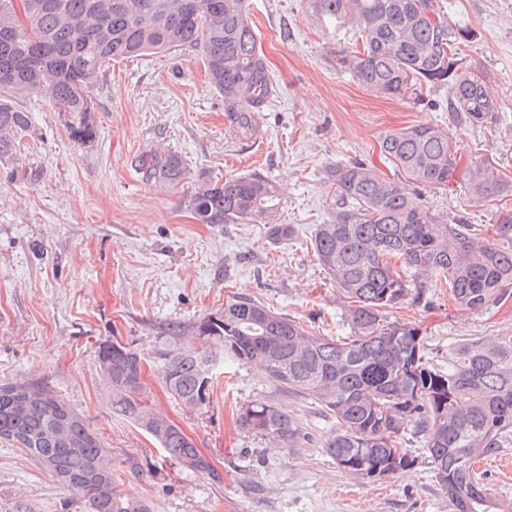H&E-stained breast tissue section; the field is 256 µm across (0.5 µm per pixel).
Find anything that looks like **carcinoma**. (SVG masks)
<instances>
[{"label": "carcinoma", "mask_w": 512, "mask_h": 512, "mask_svg": "<svg viewBox=\"0 0 512 512\" xmlns=\"http://www.w3.org/2000/svg\"><path fill=\"white\" fill-rule=\"evenodd\" d=\"M314 14L352 25L361 47L337 66L378 97L421 99L448 90V111L461 123L493 127L497 101L485 78L461 67V47L475 32L457 26L438 0H311ZM185 47L201 51L210 84L224 95L240 132L254 130V114L273 94L266 59L248 19L247 0H0V88L44 94L63 117L68 137L83 147L97 138L91 95L112 61ZM30 128L27 112L0 98V165L18 159ZM384 160L424 187L451 185L458 161L448 135L431 123L386 134ZM134 166L142 179L179 183L186 169L178 152L151 149ZM461 180L476 200L503 192L490 162ZM333 189L326 223L315 226V260L345 298L350 334L314 336L298 321L253 299L224 304V320L208 314L190 326L168 328L157 352L165 389L190 411L210 401L213 349L256 365L272 384L304 394L336 419L325 444L337 467L381 479L415 465L402 446L408 428L421 438L435 479L455 512H491L476 460L512 437V335L481 336L448 349V364L428 356L420 329L389 315L426 289L448 285L454 303L483 311L512 297V211L500 213L492 238L461 218L447 221L413 198L401 181L365 162L329 170ZM200 224L267 225L272 243L292 239L293 224L276 222L277 185L258 173L202 177L186 198ZM98 359L111 390L112 412L132 421L166 457L187 470L221 479L174 421L153 413L143 363L129 345L105 340ZM70 419L55 434L61 413ZM237 423L274 449L300 440L288 410L266 401L239 409ZM0 442L33 456L56 481L76 492L85 512H153L151 503L119 488L112 450L53 390L40 383L0 385Z\"/></svg>", "instance_id": "obj_1"}]
</instances>
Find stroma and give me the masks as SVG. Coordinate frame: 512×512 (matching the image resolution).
Masks as SVG:
<instances>
[{"instance_id": "obj_1", "label": "stroma", "mask_w": 512, "mask_h": 512, "mask_svg": "<svg viewBox=\"0 0 512 512\" xmlns=\"http://www.w3.org/2000/svg\"><path fill=\"white\" fill-rule=\"evenodd\" d=\"M450 22L477 33L463 64L482 74L499 103L495 129L457 123L443 89L420 103L376 97L336 66L353 49L350 27L313 16L309 0H249V19L267 58L275 93L257 113L253 135L228 121L224 97L207 80L198 50L148 54L107 65L92 90L98 136L73 143L57 112L37 93L18 97L30 132L16 162L0 166V385L43 384L83 414L112 450L127 493L155 512H453L427 463L421 439L413 468L378 481L338 468L324 445L336 420L312 399L278 388L251 365L219 354L210 402L199 412L166 393L154 361L169 324L189 325L247 296L301 322L313 334L342 337V297L318 265L310 233L329 214L330 167L373 164L386 175L384 135L430 122L446 132L467 169L490 161L512 183V0H439ZM177 151L186 176L147 183L132 161L156 144ZM258 172L280 188L279 221L297 228L271 243L262 224H201L184 199L199 176ZM408 190L445 218L461 217L484 235L512 195L473 200L462 182L447 190ZM391 314L418 326L432 354L475 336L512 335V299L482 312L457 308L447 289L404 301ZM119 339L144 362L151 407L180 425L221 477L183 470L132 422L112 412L97 348ZM286 408L298 447L274 450L240 427L251 401ZM140 464L129 472L127 460ZM493 500L512 504V441L476 465ZM0 512H83L26 452L0 443Z\"/></svg>"}]
</instances>
